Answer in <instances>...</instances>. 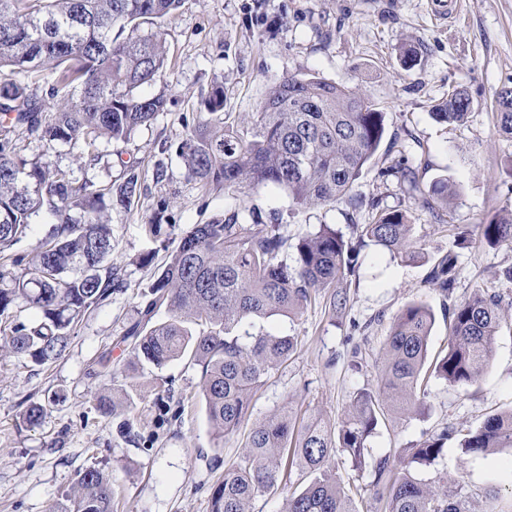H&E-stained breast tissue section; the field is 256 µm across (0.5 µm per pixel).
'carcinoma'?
Returning <instances> with one entry per match:
<instances>
[{"label":"carcinoma","mask_w":512,"mask_h":512,"mask_svg":"<svg viewBox=\"0 0 512 512\" xmlns=\"http://www.w3.org/2000/svg\"><path fill=\"white\" fill-rule=\"evenodd\" d=\"M184 0H0V334L12 352L38 365L58 359L88 311L123 287L112 267V202L124 206L139 191L135 177L98 186L47 159L16 160L15 135L69 146L77 158L96 156L99 141L127 142L164 111L163 95L140 89L154 82L166 59L164 33H140L182 6ZM49 70L51 100L16 78ZM224 90L214 84L203 100L207 113L224 109ZM500 130L512 134V85L496 93ZM472 100L462 89L432 108L433 118L462 123ZM385 115L356 86L320 77L285 76L274 82L242 127L199 119L180 147L188 180L203 187L274 184L302 205L318 206L353 195L355 181L378 151ZM455 188L435 180L429 195L448 202ZM371 222L353 225V237L329 224L290 243L281 224H243L239 214L196 224L158 271L139 319L120 342L155 367L189 358L202 366L201 395L220 439L236 431L251 395L268 374L285 364L297 338L259 331L240 335L256 319L296 316L323 301L331 312L347 306L340 291L356 272L361 247L373 242L406 256L415 248L406 213L377 210ZM51 224L32 259L13 247L36 220ZM482 242L512 248V209L481 225ZM465 232L454 234L429 280L445 292L456 281L457 250ZM293 253H288V249ZM37 310L35 323L18 319L19 304ZM171 313L156 323L161 309ZM500 297L478 292L452 307L448 352L428 363L434 314L422 303L407 305L394 319L381 352L380 384L353 398L337 427L315 418L295 429L290 412L273 413L252 429L240 461L224 469L212 488L210 512H251L252 501L278 485L286 467L314 475L288 498L285 512H358L351 490L336 477V455L356 469L367 466L368 439L382 407L415 413L427 396L429 374L452 385L471 386L493 354L500 327ZM456 436L465 454L512 449V411L487 418L475 431L443 429L411 449L408 464L437 459ZM373 484L385 495V512H470L466 500L418 480L389 458L372 463ZM116 489L95 468L79 475L74 496L52 512H112Z\"/></svg>","instance_id":"cac0c4a2"}]
</instances>
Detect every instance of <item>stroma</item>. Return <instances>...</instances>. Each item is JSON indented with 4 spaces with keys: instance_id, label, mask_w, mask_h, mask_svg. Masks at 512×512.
I'll return each instance as SVG.
<instances>
[{
    "instance_id": "obj_1",
    "label": "stroma",
    "mask_w": 512,
    "mask_h": 512,
    "mask_svg": "<svg viewBox=\"0 0 512 512\" xmlns=\"http://www.w3.org/2000/svg\"><path fill=\"white\" fill-rule=\"evenodd\" d=\"M460 2L459 12L440 21L432 0H185L159 22L167 61L145 92L165 95L168 104L151 127L125 143L101 142L95 160L75 159L61 143L20 138L24 158L57 161L97 184L117 185L134 174L140 189L131 205L111 211L112 264L124 286L85 315L62 357L39 366L0 339V512H50L88 468L117 481L112 512H210L213 486L225 467L239 461L258 421L287 403L299 414L337 422L358 391L377 389L379 354L391 324L414 302L435 316L429 341L434 355L448 350L453 304L475 292L501 295L502 324L477 384L433 378L421 413L404 417L384 409L370 442L373 457L389 458L394 469H402L410 449L443 427L475 430L490 415L512 409V281L500 276L512 265V248L481 241L482 224L512 205V135L499 129L495 113L496 92L512 83V0ZM287 75L358 86L385 112V138L354 191L377 200L380 209L406 211L416 256L367 246L347 285L344 314L315 303L297 317L261 321L267 331L297 337V349L265 378L245 420L223 441L215 440L207 418L201 368L187 360L143 368L137 386L130 387L133 406L120 404L102 414L98 396L128 387L124 370L140 366L120 337L158 267L194 225L236 211L247 223L287 225L295 238L321 224L346 233L367 223L368 208L346 200L306 206L271 184L224 191L187 180L179 148L212 85H223V113L238 120L256 111L269 85ZM456 88L473 100L466 121L436 122L433 105ZM401 143L409 152H398ZM398 163L412 169L419 192H407L400 178L379 177L380 168ZM440 178L455 186L445 205L427 194ZM152 222L160 226L154 238L146 230ZM458 231L466 232L468 242L458 251L455 288L448 294L428 276ZM105 352L112 355V369L96 373ZM167 390L185 403L179 419L160 404ZM33 402L45 404L47 413L31 426L23 415ZM335 471L354 488L358 512H384L370 469L353 470L340 456ZM413 474L462 493L471 512H486L493 487L498 507L512 506L507 448L466 455L452 438L442 456L415 466Z\"/></svg>"
}]
</instances>
